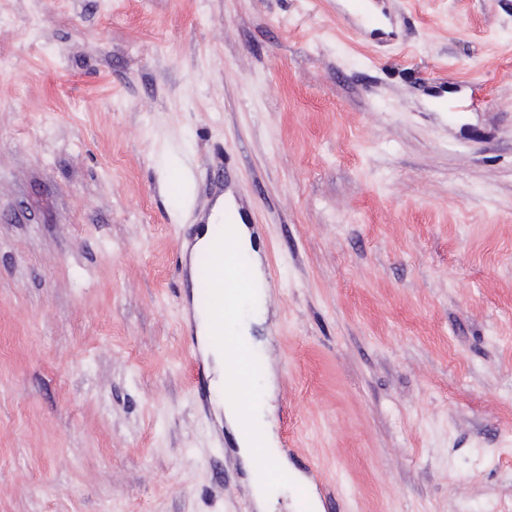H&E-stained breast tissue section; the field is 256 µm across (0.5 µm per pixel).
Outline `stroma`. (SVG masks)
<instances>
[{
    "label": "stroma",
    "mask_w": 512,
    "mask_h": 512,
    "mask_svg": "<svg viewBox=\"0 0 512 512\" xmlns=\"http://www.w3.org/2000/svg\"><path fill=\"white\" fill-rule=\"evenodd\" d=\"M342 6L0 0V512H259L175 263L228 168L274 512H512V0ZM347 12L359 22L362 31L375 30L384 22L385 15L376 10L373 0H348ZM245 225L246 224H239L237 246L243 256L251 259L250 268L252 280L257 287L253 289V298L260 300L264 296L263 288H268V286L264 278L260 257L254 247L250 231Z\"/></svg>",
    "instance_id": "obj_1"
}]
</instances>
